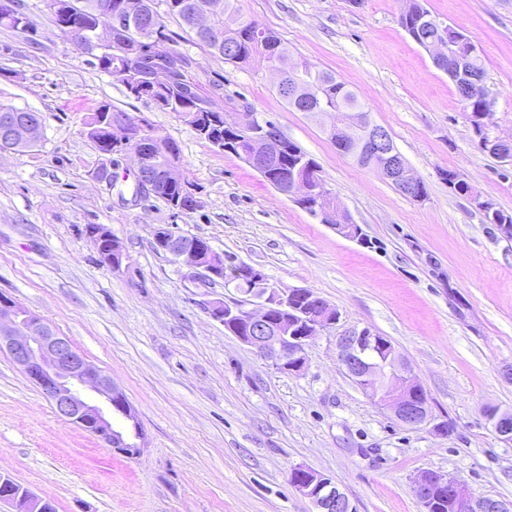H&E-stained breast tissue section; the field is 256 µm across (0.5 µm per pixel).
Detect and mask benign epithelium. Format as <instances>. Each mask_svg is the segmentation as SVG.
I'll return each instance as SVG.
<instances>
[{
	"label": "benign epithelium",
	"instance_id": "7a95c632",
	"mask_svg": "<svg viewBox=\"0 0 512 512\" xmlns=\"http://www.w3.org/2000/svg\"><path fill=\"white\" fill-rule=\"evenodd\" d=\"M223 8V0H203L197 8V27L211 33L207 20ZM417 14L419 23L432 24L440 33V38L424 46L434 66L454 83L466 86V73L447 69L448 33L455 32V29L423 10ZM108 15L106 36L93 30L90 38L99 45L116 47V34L134 29L139 20L126 11L122 3L110 9ZM245 34L263 41L268 31L249 20L236 23L226 32L230 37L227 44H233ZM275 74L277 85L284 90L290 105L321 124L338 150L347 153L359 165L377 171L407 197L417 195L418 178L388 131L372 120L369 112L350 109L337 118L316 107L308 109L305 106L308 90L303 70L290 65L288 71L277 70ZM117 76L124 79L127 91L133 95L167 86V79L160 70L148 75L125 71L117 73ZM481 100L482 104L474 116V133L484 138L495 157L511 163L512 153L505 150V146L512 141L488 135L485 122L489 112L487 95H482ZM107 122L123 130L130 143L135 145L134 198L157 195V186L162 180L180 188L177 211L190 212L200 205V188L184 177L179 166L170 163L160 169H146L148 156L154 153V143L144 137L143 121H132L124 113L113 112L100 117V124ZM224 126L248 133L250 149L242 153V159L259 173L265 175L277 168L285 147V137L278 125L258 112L245 110L224 113ZM273 187L286 198L308 207L309 214L329 225L340 237L360 244L364 242L361 225L351 221L316 172L300 176L294 169L278 178ZM155 240L160 243L161 250L192 270L198 282L206 284L221 278L224 256L209 243L188 244L171 233L168 227L157 231ZM103 264L115 272L126 270L129 264L123 246L115 237L109 251L103 253ZM251 271L255 287L246 293L247 300L228 303L209 298L206 291L201 293L199 305L213 320L237 325L241 332L238 339L275 369L282 373H297L305 366L306 346L316 336L334 327L340 320V313L309 289L272 288L261 270L253 267ZM275 311L281 313L277 322L271 319ZM336 349L346 374L372 400L383 406L396 422L410 428L431 424L438 434H445V423L434 422L428 397L423 395L424 389L410 364L383 337L367 328L346 330L336 336ZM0 352L7 353L29 381L49 399L59 418L85 429L98 437L105 447L120 454L129 458L141 455L143 435L135 411L112 378L90 363L75 349L70 339L50 323L1 294ZM93 394L100 402L91 400ZM116 416L125 420L128 426L114 425L112 418ZM488 423L502 442L512 444L511 412L504 410ZM291 473L295 474L291 485L310 500L315 512H356L349 497L330 477L301 466L293 468ZM413 483L414 492L425 508L433 492L442 490L450 498L452 512H512L511 502L475 497L448 474L422 471L415 476ZM0 500L11 502L16 512H43L45 504V500L2 475Z\"/></svg>",
	"mask_w": 512,
	"mask_h": 512
}]
</instances>
